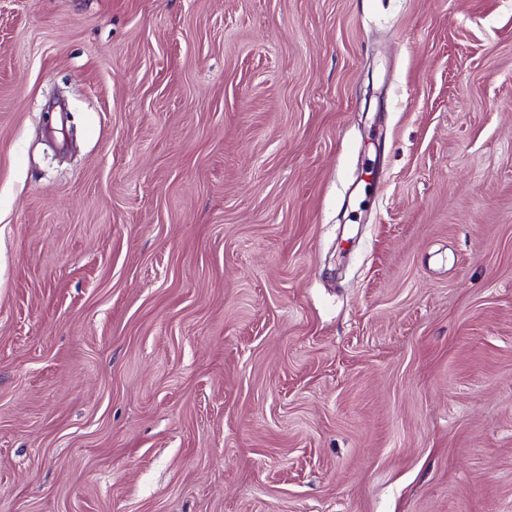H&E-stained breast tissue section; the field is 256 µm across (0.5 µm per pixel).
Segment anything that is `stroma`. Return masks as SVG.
I'll return each mask as SVG.
<instances>
[{
  "instance_id": "stroma-1",
  "label": "stroma",
  "mask_w": 512,
  "mask_h": 512,
  "mask_svg": "<svg viewBox=\"0 0 512 512\" xmlns=\"http://www.w3.org/2000/svg\"><path fill=\"white\" fill-rule=\"evenodd\" d=\"M0 512H512V0H0Z\"/></svg>"
}]
</instances>
